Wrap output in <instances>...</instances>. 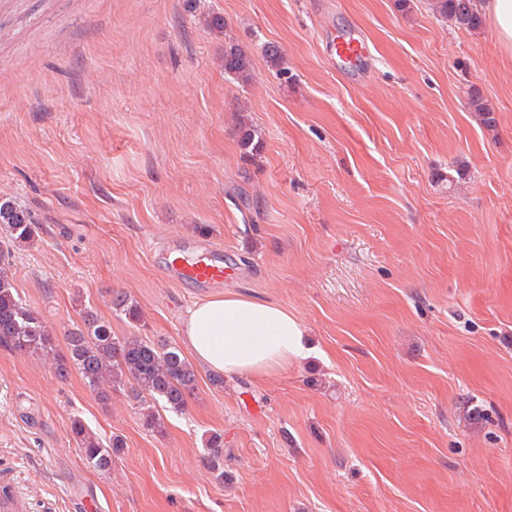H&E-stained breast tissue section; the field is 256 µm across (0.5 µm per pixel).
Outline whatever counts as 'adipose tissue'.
<instances>
[{"mask_svg": "<svg viewBox=\"0 0 512 512\" xmlns=\"http://www.w3.org/2000/svg\"><path fill=\"white\" fill-rule=\"evenodd\" d=\"M183 336L196 363L227 377L264 378L309 353L306 332L287 308L236 292L196 302L186 313Z\"/></svg>", "mask_w": 512, "mask_h": 512, "instance_id": "obj_1", "label": "adipose tissue"}]
</instances>
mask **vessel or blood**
Masks as SVG:
<instances>
[{
	"label": "vessel or blood",
	"mask_w": 512,
	"mask_h": 512,
	"mask_svg": "<svg viewBox=\"0 0 512 512\" xmlns=\"http://www.w3.org/2000/svg\"><path fill=\"white\" fill-rule=\"evenodd\" d=\"M330 54L343 61L364 62L365 41L361 34H349L331 46ZM222 253V248L217 246H201L192 253L184 248L169 250L162 257V268L166 277L173 281L218 286L223 284L227 275Z\"/></svg>",
	"instance_id": "obj_1"
}]
</instances>
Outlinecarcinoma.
<instances>
[{"mask_svg": "<svg viewBox=\"0 0 512 512\" xmlns=\"http://www.w3.org/2000/svg\"><path fill=\"white\" fill-rule=\"evenodd\" d=\"M478 0H434V10L459 29H478L483 25ZM224 73L247 83L251 79V63L247 53L235 44L224 46ZM38 225L28 208L11 198L0 197V234L11 245L26 249L34 245ZM114 310L137 321L140 311L136 304L122 296L113 298ZM84 327L69 332L67 352L57 355V373L62 379L76 371L86 384L97 392L100 400L109 399L101 389L104 381L124 388L128 397L143 409L144 426L163 432L160 414L151 404L181 411L194 395L197 382L195 367L173 346H159L139 336L118 337L95 312H83ZM0 346L19 353H45L55 350V338L42 315L22 301L12 284L9 268L0 254ZM69 432L81 450L83 462L96 470L112 464L123 443L119 438L105 445L75 417L70 420ZM209 460L217 478L224 480L221 467L224 441L214 434L207 440Z\"/></svg>", "mask_w": 512, "mask_h": 512, "instance_id": "obj_1", "label": "carcinoma"}]
</instances>
